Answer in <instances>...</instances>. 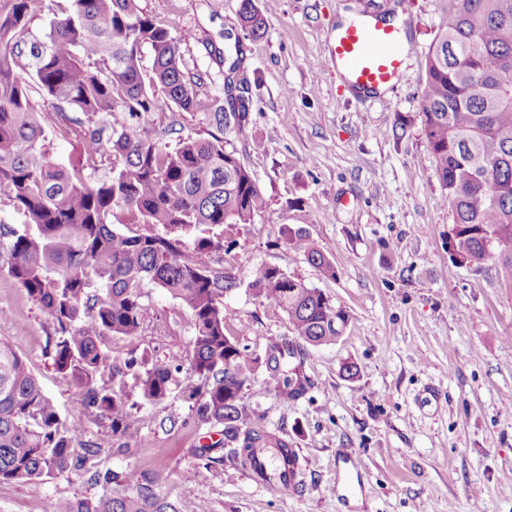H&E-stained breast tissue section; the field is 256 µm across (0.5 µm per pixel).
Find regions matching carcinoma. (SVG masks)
Returning a JSON list of instances; mask_svg holds the SVG:
<instances>
[{
  "mask_svg": "<svg viewBox=\"0 0 512 512\" xmlns=\"http://www.w3.org/2000/svg\"><path fill=\"white\" fill-rule=\"evenodd\" d=\"M52 15L42 37L26 38L31 22ZM240 26L265 29L254 0H242ZM152 53L144 65L143 48ZM241 58L225 76L224 98L183 68L175 38L144 12L139 0H0V202L21 218L0 224L7 274L58 326L53 365L80 390L84 414L127 430L126 402L95 385L101 338L135 336L150 318L142 288L149 281L192 316L189 368L129 355L112 375L138 377L144 399L162 402L173 391L192 403L202 424H224L234 458L270 443L253 426L239 396L259 368L276 392L302 398L312 382L306 347L336 342L347 310L320 289L261 264L242 276L215 270L203 256L229 251L227 230L251 224L266 201L226 136L242 132L250 99L232 94ZM48 104L56 131L80 122L68 164L45 148L46 129L32 106ZM172 103L181 112L207 109L205 133L154 127ZM422 131L434 173L451 203L448 251L482 265L495 259L512 288V0H448V23L426 56ZM176 135L175 143L166 141ZM107 168V173L95 172ZM142 224L129 234L119 225ZM283 244L323 274L335 267L305 230L290 228ZM248 288L284 312L292 336L248 355L230 334L224 298ZM82 430L66 424L25 359L0 341V481L36 483L86 469L95 448L79 449ZM91 481L110 489L77 499L58 512H187L132 491L131 471L95 470Z\"/></svg>",
  "mask_w": 512,
  "mask_h": 512,
  "instance_id": "cac0c4a2",
  "label": "carcinoma"
}]
</instances>
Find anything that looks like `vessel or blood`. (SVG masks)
<instances>
[{"instance_id":"obj_1","label":"vessel or blood","mask_w":512,"mask_h":512,"mask_svg":"<svg viewBox=\"0 0 512 512\" xmlns=\"http://www.w3.org/2000/svg\"><path fill=\"white\" fill-rule=\"evenodd\" d=\"M331 61L352 87L366 92L389 86L404 64L398 29L379 23L338 28L331 38ZM299 454L293 448H267L243 460L253 480L268 489H287L297 481Z\"/></svg>"}]
</instances>
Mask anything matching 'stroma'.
Instances as JSON below:
<instances>
[{"label": "stroma", "mask_w": 512, "mask_h": 512, "mask_svg": "<svg viewBox=\"0 0 512 512\" xmlns=\"http://www.w3.org/2000/svg\"><path fill=\"white\" fill-rule=\"evenodd\" d=\"M242 0H140L176 39L187 72L223 94L229 59L242 60L251 102L229 143L266 200L254 223L238 225L230 254L208 263L247 274L260 264L320 288L350 314L336 343L309 348L313 385L289 402L262 380L246 389L254 424L300 454L298 486L274 492L227 457L219 423H197L178 396L152 403L135 376L113 378V361L148 354L188 365L190 314L153 283L143 299L155 314L138 336H107L98 384L133 405L135 420L113 434L85 418L80 393L49 352L51 320L0 270V340L26 360L65 422H81L101 470L135 472L158 500L189 501L191 512H512V288L500 266L448 254L451 205L439 184L420 112L428 48L448 17V0H362L368 14L402 17L406 62L385 99L354 96L328 60V36L352 0H254L266 28L239 25ZM262 149H253V142ZM305 228L335 278L278 240ZM228 327L253 356L289 335L287 316L239 289L225 300ZM355 362L356 379L341 367ZM434 393L435 402L420 399ZM209 448L201 458V448ZM362 466L350 476L337 455ZM86 476L0 482V512H55L59 502L99 498Z\"/></svg>", "instance_id": "35a3bbf8"}]
</instances>
